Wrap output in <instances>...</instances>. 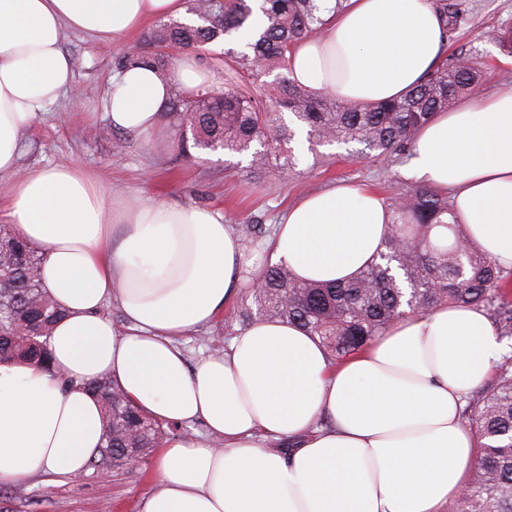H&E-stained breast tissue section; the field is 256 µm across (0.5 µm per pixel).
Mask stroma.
<instances>
[{
    "instance_id": "1",
    "label": "stroma",
    "mask_w": 512,
    "mask_h": 512,
    "mask_svg": "<svg viewBox=\"0 0 512 512\" xmlns=\"http://www.w3.org/2000/svg\"><path fill=\"white\" fill-rule=\"evenodd\" d=\"M466 21L449 40L445 58L465 56L484 62L481 96L501 85L512 84V57L503 55L488 34L512 26V0H462ZM148 20L141 31L124 42L93 39L68 33L63 48L73 63V82L80 103L62 96L21 133V168L77 165L88 172L106 194L123 190L127 195H152L160 201L212 208L222 212L227 224L261 223L277 226L282 213L301 195L338 182L360 183L391 198L411 185L403 166L391 158H352L346 148L291 141L295 165L289 173L254 172L249 155H207L187 163L179 156L178 138L168 123L148 135L123 134L122 152L101 130L110 120L103 103L120 55L143 47ZM242 328L240 322L225 326L216 320L208 327L181 337L189 366L205 356L223 352L226 342ZM153 461L138 468L87 466L80 474L51 485L43 472L22 485L0 486V512H139L140 497L153 479Z\"/></svg>"
}]
</instances>
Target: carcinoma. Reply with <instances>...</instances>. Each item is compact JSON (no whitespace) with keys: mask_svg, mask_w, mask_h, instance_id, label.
<instances>
[{"mask_svg":"<svg viewBox=\"0 0 512 512\" xmlns=\"http://www.w3.org/2000/svg\"><path fill=\"white\" fill-rule=\"evenodd\" d=\"M191 21L169 20L148 35L150 50L130 52L119 70L137 64L163 69L175 54L192 52L220 37L236 36L244 50L224 61L218 92L186 95L170 87L168 114L179 131L184 157L219 150L247 152L258 169L290 171L283 150L295 131L283 111L319 145L358 144L379 156L408 158L420 125L461 96L474 97L480 63L461 59L436 64L404 98L369 104L316 95L290 77L269 85L257 78L288 68L298 42L322 31V13L342 10L347 0H189ZM448 38L460 28L461 3L435 0ZM492 40L512 56V27L493 30ZM385 250L344 284L307 282L283 265H265L247 276V320H286L319 339L335 362L360 351L391 322L443 304L494 311L500 334L512 337V270L463 242L448 196L429 185L410 187L388 204ZM240 240L258 246L271 236L262 224L235 228ZM44 252L20 240L13 225L0 224V364L49 363V340L63 316L41 281ZM103 401L104 441L98 462L126 467L128 455L146 460L159 447L163 425L140 413L108 377L90 383ZM480 441L473 478L453 512H512V357L497 366L493 383L467 407Z\"/></svg>","mask_w":512,"mask_h":512,"instance_id":"cac0c4a2","label":"carcinoma"}]
</instances>
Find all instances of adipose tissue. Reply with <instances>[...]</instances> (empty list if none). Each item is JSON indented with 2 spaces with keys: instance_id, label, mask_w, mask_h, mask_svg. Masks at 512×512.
Here are the masks:
<instances>
[{
  "instance_id": "adipose-tissue-1",
  "label": "adipose tissue",
  "mask_w": 512,
  "mask_h": 512,
  "mask_svg": "<svg viewBox=\"0 0 512 512\" xmlns=\"http://www.w3.org/2000/svg\"><path fill=\"white\" fill-rule=\"evenodd\" d=\"M182 11L181 0H0V174L16 176L5 215L43 250V283L65 311L51 369L0 365V485L81 473L103 443L86 384L110 375L158 422L207 430L163 443L140 512H448L478 456L463 400L503 352L482 310L406 316L337 364L296 324L256 321L191 368L180 337L211 325L243 281L223 214L110 199L76 166L20 170L22 130L74 88L67 31L118 43ZM324 18L289 72L345 103L403 97L447 43L433 0H348ZM208 81L188 56L167 74L132 67L113 76L106 111L113 127L147 134L171 83ZM406 172L447 191L465 240L512 268V86L422 126ZM390 219L375 191L332 185L282 214L269 261L301 280L346 281L383 250ZM110 302L124 329L103 315Z\"/></svg>"
}]
</instances>
